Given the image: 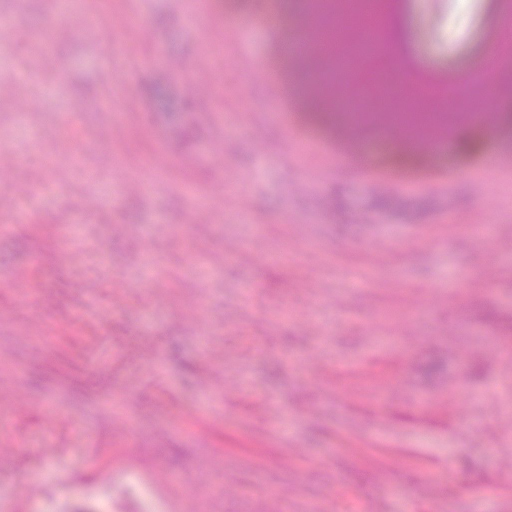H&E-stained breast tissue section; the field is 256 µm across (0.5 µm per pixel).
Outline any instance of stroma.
<instances>
[{
  "label": "stroma",
  "instance_id": "stroma-1",
  "mask_svg": "<svg viewBox=\"0 0 512 512\" xmlns=\"http://www.w3.org/2000/svg\"><path fill=\"white\" fill-rule=\"evenodd\" d=\"M71 3L0 0V273H30L0 288V512H512V127L464 178L381 181L294 153L233 0ZM403 23L452 77L512 58L493 0Z\"/></svg>",
  "mask_w": 512,
  "mask_h": 512
}]
</instances>
